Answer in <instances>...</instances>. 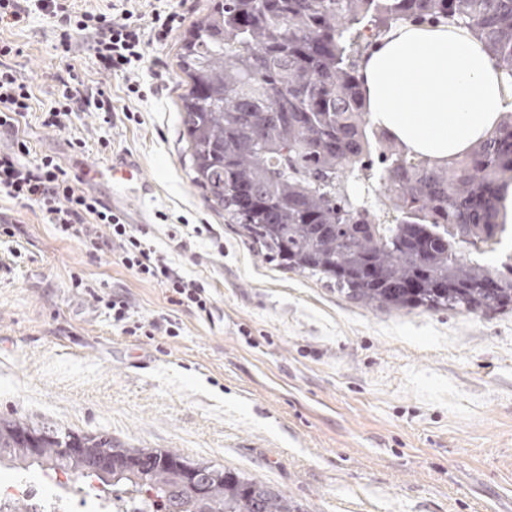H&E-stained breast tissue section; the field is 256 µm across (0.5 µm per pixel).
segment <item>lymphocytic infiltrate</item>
<instances>
[{
  "label": "lymphocytic infiltrate",
  "mask_w": 512,
  "mask_h": 512,
  "mask_svg": "<svg viewBox=\"0 0 512 512\" xmlns=\"http://www.w3.org/2000/svg\"><path fill=\"white\" fill-rule=\"evenodd\" d=\"M117 0L111 12L93 13L75 8L73 0H0V27H14L31 14L53 19L59 31L61 55H68L76 36L88 37V49L105 73L124 78L128 94L144 98L136 75L149 43L166 41L178 14L170 0H151V21L142 26L128 7ZM84 84L77 75L59 79L57 96L43 113L44 126L65 130L82 110ZM33 93L15 70L0 67V129L14 133L11 151H0V198L35 207L58 234L76 241L89 256L118 252L121 265L140 280L164 288L176 307L209 312L211 296L203 280L185 276L159 252L145 229L127 223L99 196L84 189L81 180L54 157H32L27 140L19 138V124L32 110Z\"/></svg>",
  "instance_id": "1"
}]
</instances>
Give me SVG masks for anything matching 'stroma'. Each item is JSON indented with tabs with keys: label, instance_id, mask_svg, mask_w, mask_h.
<instances>
[{
	"label": "stroma",
	"instance_id": "stroma-1",
	"mask_svg": "<svg viewBox=\"0 0 512 512\" xmlns=\"http://www.w3.org/2000/svg\"><path fill=\"white\" fill-rule=\"evenodd\" d=\"M173 4L178 23L148 48L144 84L154 68L164 76L147 100L73 45L76 75L112 100L110 124L87 111L67 130L43 126L62 63L51 19L33 14L0 41L23 51L6 62L33 91L20 133L34 154L69 167L137 153L159 185L149 213L170 215L149 236L210 285L211 311L173 310L117 252L89 257L38 209L0 200V417L173 449L272 486L301 512H512V307L370 309L265 261L190 180L177 56L210 0ZM115 297L144 323L176 315L180 335L125 333L105 306Z\"/></svg>",
	"mask_w": 512,
	"mask_h": 512
}]
</instances>
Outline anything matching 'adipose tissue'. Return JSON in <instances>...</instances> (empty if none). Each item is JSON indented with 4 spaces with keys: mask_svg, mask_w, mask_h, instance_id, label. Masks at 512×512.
I'll list each match as a JSON object with an SVG mask.
<instances>
[{
    "mask_svg": "<svg viewBox=\"0 0 512 512\" xmlns=\"http://www.w3.org/2000/svg\"><path fill=\"white\" fill-rule=\"evenodd\" d=\"M359 77L374 123L435 161L484 139L512 103L484 43L452 24L393 28L361 57Z\"/></svg>",
    "mask_w": 512,
    "mask_h": 512,
    "instance_id": "adipose-tissue-1",
    "label": "adipose tissue"
}]
</instances>
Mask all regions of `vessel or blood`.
<instances>
[{
    "instance_id": "obj_1",
    "label": "vessel or blood",
    "mask_w": 512,
    "mask_h": 512,
    "mask_svg": "<svg viewBox=\"0 0 512 512\" xmlns=\"http://www.w3.org/2000/svg\"><path fill=\"white\" fill-rule=\"evenodd\" d=\"M93 171L110 182L114 212L124 215L128 223H146L145 203L155 196L158 184L145 175L138 154L130 151L113 153L111 160L94 166Z\"/></svg>"
}]
</instances>
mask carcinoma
<instances>
[{"instance_id":"obj_1","label":"carcinoma","mask_w":512,"mask_h":512,"mask_svg":"<svg viewBox=\"0 0 512 512\" xmlns=\"http://www.w3.org/2000/svg\"><path fill=\"white\" fill-rule=\"evenodd\" d=\"M451 23L482 40L512 81V0H213L186 31L181 123L192 182L271 263L369 308L476 311L512 305L498 260L512 184V112L443 163L373 128L358 61L392 28ZM372 153L384 166L365 165ZM392 212L387 224L375 199ZM39 437L30 458L19 438ZM79 440L112 471L65 456ZM150 499L155 512H299L283 493L172 449L0 419V456ZM198 477L178 478L180 467Z\"/></svg>"}]
</instances>
